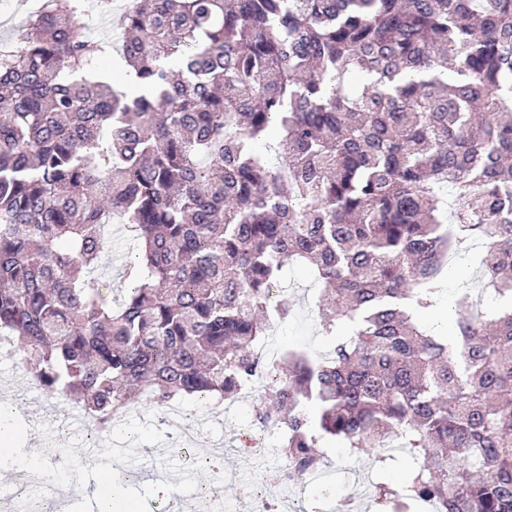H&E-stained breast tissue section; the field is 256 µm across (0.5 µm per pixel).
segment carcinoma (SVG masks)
I'll return each instance as SVG.
<instances>
[{"label":"carcinoma","instance_id":"cac0c4a2","mask_svg":"<svg viewBox=\"0 0 512 512\" xmlns=\"http://www.w3.org/2000/svg\"><path fill=\"white\" fill-rule=\"evenodd\" d=\"M52 0L0 53V336L41 389L106 433L133 394L222 401L266 378L258 417L296 472L319 442L423 464L389 512H512V308L417 310L481 241L512 301V0H134L109 43ZM279 141L273 166L254 144ZM123 225L134 286L96 275ZM312 269L320 359L262 357L293 315L270 290Z\"/></svg>","mask_w":512,"mask_h":512}]
</instances>
